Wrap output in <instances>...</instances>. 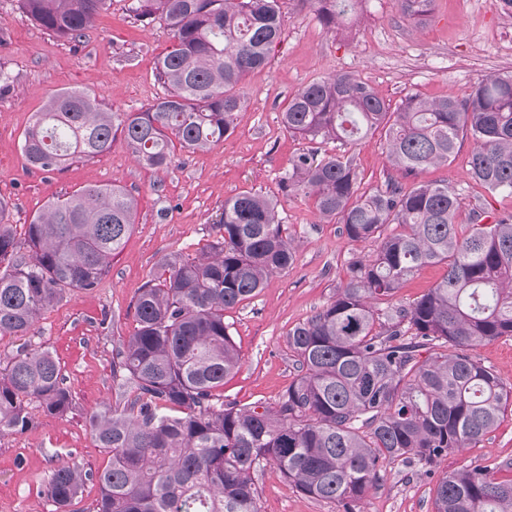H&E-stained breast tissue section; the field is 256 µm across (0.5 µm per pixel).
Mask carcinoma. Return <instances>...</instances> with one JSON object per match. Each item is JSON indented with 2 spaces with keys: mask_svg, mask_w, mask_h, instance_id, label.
I'll return each mask as SVG.
<instances>
[{
  "mask_svg": "<svg viewBox=\"0 0 512 512\" xmlns=\"http://www.w3.org/2000/svg\"><path fill=\"white\" fill-rule=\"evenodd\" d=\"M111 0H19L40 26L84 35ZM326 30L347 35L366 0H309ZM424 20L433 0H398ZM139 21L160 18L174 45L158 60L169 87L145 109L109 112L84 92L54 95L24 133L21 149L43 171L112 149L116 135L144 166L164 170L172 139L205 149L235 127L242 84L267 67L283 35L280 0H130ZM288 132L311 142L385 135L403 177L451 162L469 136V174L512 192V74L491 75L462 99L407 96L395 109L372 87L338 73L299 90L282 112ZM288 189L314 200L353 243L381 240L354 257L334 299L288 331L299 373L274 405L226 403L216 391L240 364L224 311L255 296L295 260L277 203L244 191L224 200L215 237L196 257L169 255L137 290V330L112 350V385L132 393L124 409L90 418L105 468L55 471L46 486L57 512L86 481L97 512H259L255 475L275 465L284 480L344 512L380 480L387 460L431 468L482 440L512 405V388L469 348L512 337V213L478 210L462 237L458 194L448 183L390 181L361 190L354 160L311 152L294 161ZM136 199L119 185H91L47 205L16 238L0 201V336H27L66 289L90 291L136 224ZM394 224L399 231L384 234ZM30 255H25L24 251ZM444 278L410 306L391 298L420 268ZM380 331H375V326ZM51 414L72 407L59 362L47 349L16 353L0 371V432L35 425L32 403ZM433 512H512V479L486 467L437 481Z\"/></svg>",
  "mask_w": 512,
  "mask_h": 512,
  "instance_id": "carcinoma-1",
  "label": "carcinoma"
}]
</instances>
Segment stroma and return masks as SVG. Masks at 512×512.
I'll return each instance as SVG.
<instances>
[{
    "instance_id": "35a3bbf8",
    "label": "stroma",
    "mask_w": 512,
    "mask_h": 512,
    "mask_svg": "<svg viewBox=\"0 0 512 512\" xmlns=\"http://www.w3.org/2000/svg\"><path fill=\"white\" fill-rule=\"evenodd\" d=\"M127 6L128 0H111L83 37L69 40L30 20L18 0H0V69L11 77L0 85V199L8 204L6 223L17 238H25L28 224L49 203L89 185H121L138 203L135 227L98 288L66 292L41 316L34 336L0 337V368L22 346L48 348L73 398L66 414L39 411L28 431L0 434V512H54L45 488L59 466L74 462L92 472L105 467L108 454L92 438L89 418L118 404L112 351L136 330L138 288L158 273L162 257L192 255L208 243L225 199L244 191L277 200L285 232L298 249L288 270L225 311L241 364L219 393L240 406L271 405L292 381L296 357L288 347L289 330L330 303L353 257H372L379 248L375 241L350 242L340 224L320 219L310 198L286 188L293 162L311 149L280 122L298 90L347 72L395 107L410 94L460 98L487 76L512 73V7L504 0H434L422 21L403 15L397 0H367L347 39L318 23L309 0H282L281 41L267 67L246 79L247 107L222 142L195 153L175 149L163 171L146 168L120 140L110 152L61 171L30 166L21 150L23 135L53 95L79 90L108 110L130 112L167 94L156 66L172 45L170 32L161 20L137 21ZM382 145L375 134L354 143L330 141L321 150L353 157L362 188L370 189L395 174ZM472 149L471 140L462 139L449 165L417 176L457 190L456 222L463 233L471 228L473 209L490 216L512 213L511 193L489 191L470 177ZM506 458L512 459L511 408L496 430L449 453L432 472L388 463L383 480L366 492L355 512H433L434 488L444 474ZM257 490L260 512H344L337 502L292 489L271 464L259 474Z\"/></svg>"
}]
</instances>
